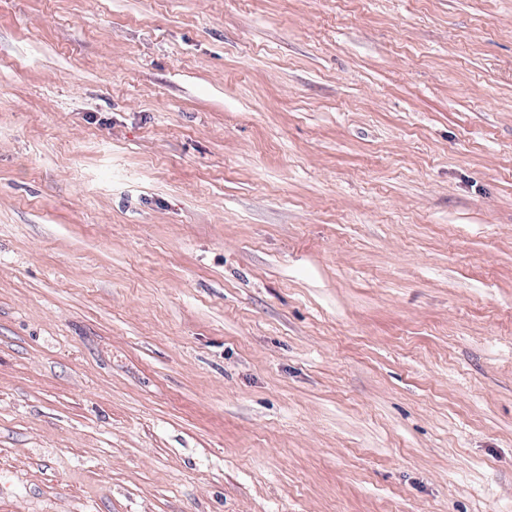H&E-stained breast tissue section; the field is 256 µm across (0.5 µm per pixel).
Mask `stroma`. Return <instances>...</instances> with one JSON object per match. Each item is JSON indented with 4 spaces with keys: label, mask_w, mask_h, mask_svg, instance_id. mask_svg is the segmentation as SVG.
Instances as JSON below:
<instances>
[{
    "label": "stroma",
    "mask_w": 512,
    "mask_h": 512,
    "mask_svg": "<svg viewBox=\"0 0 512 512\" xmlns=\"http://www.w3.org/2000/svg\"><path fill=\"white\" fill-rule=\"evenodd\" d=\"M0 512H512V0H0Z\"/></svg>",
    "instance_id": "35a3bbf8"
}]
</instances>
